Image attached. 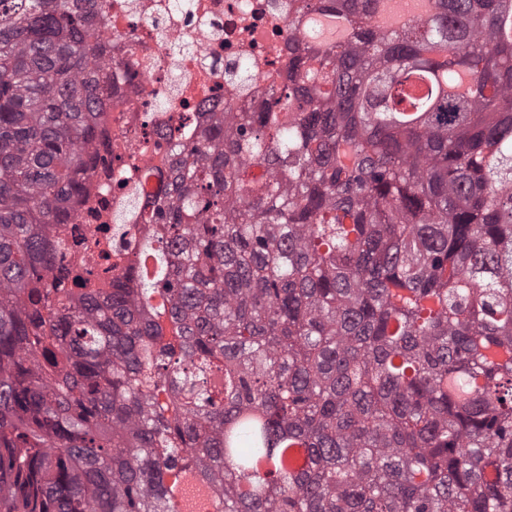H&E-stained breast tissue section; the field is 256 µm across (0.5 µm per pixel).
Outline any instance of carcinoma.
Returning a JSON list of instances; mask_svg holds the SVG:
<instances>
[{
    "instance_id": "carcinoma-1",
    "label": "carcinoma",
    "mask_w": 512,
    "mask_h": 512,
    "mask_svg": "<svg viewBox=\"0 0 512 512\" xmlns=\"http://www.w3.org/2000/svg\"><path fill=\"white\" fill-rule=\"evenodd\" d=\"M376 2L183 114L135 263L61 295L106 47L95 0H0V512H179L177 469L214 512H512V0ZM430 9V0H378L377 17L383 26L402 28L410 16L427 14Z\"/></svg>"
}]
</instances>
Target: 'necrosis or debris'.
Here are the masks:
<instances>
[{"instance_id": "necrosis-or-debris-1", "label": "necrosis or debris", "mask_w": 512, "mask_h": 512, "mask_svg": "<svg viewBox=\"0 0 512 512\" xmlns=\"http://www.w3.org/2000/svg\"><path fill=\"white\" fill-rule=\"evenodd\" d=\"M112 61V96L93 147L94 166L70 219L54 225L63 248L47 281L80 291L86 253L96 285L112 286V230L140 237L141 210L161 196L171 136L183 112H240L281 88L290 24L303 0H98ZM246 69L240 84L233 70Z\"/></svg>"}]
</instances>
